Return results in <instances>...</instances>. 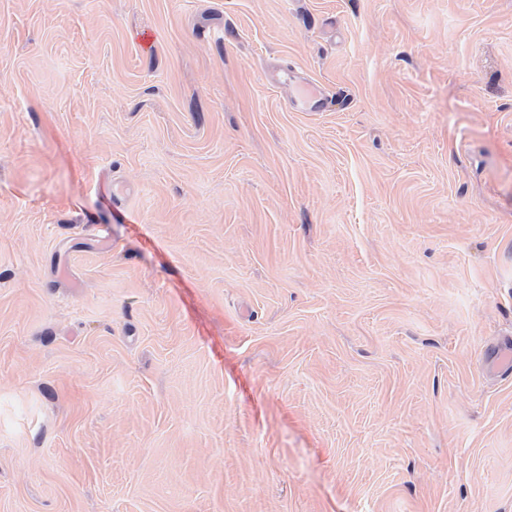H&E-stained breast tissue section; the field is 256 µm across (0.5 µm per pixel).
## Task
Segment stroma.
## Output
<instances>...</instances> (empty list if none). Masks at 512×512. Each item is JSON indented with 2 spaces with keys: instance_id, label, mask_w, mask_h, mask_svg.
Wrapping results in <instances>:
<instances>
[{
  "instance_id": "1",
  "label": "stroma",
  "mask_w": 512,
  "mask_h": 512,
  "mask_svg": "<svg viewBox=\"0 0 512 512\" xmlns=\"http://www.w3.org/2000/svg\"><path fill=\"white\" fill-rule=\"evenodd\" d=\"M508 343L512 0H0V512H512Z\"/></svg>"
}]
</instances>
